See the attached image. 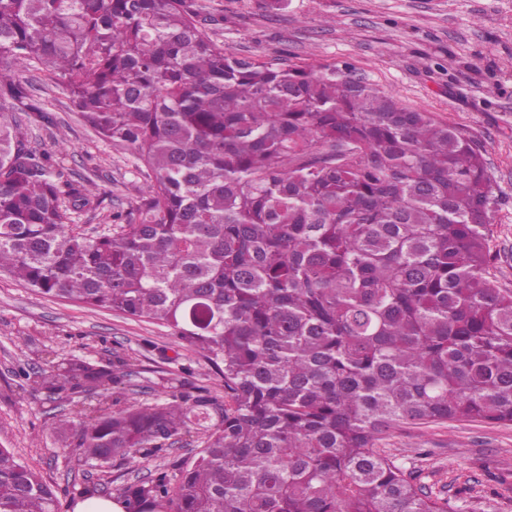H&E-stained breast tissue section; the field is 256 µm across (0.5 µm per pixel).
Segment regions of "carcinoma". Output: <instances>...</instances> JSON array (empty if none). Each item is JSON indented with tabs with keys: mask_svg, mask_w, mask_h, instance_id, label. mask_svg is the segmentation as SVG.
I'll return each mask as SVG.
<instances>
[{
	"mask_svg": "<svg viewBox=\"0 0 512 512\" xmlns=\"http://www.w3.org/2000/svg\"><path fill=\"white\" fill-rule=\"evenodd\" d=\"M35 66L84 125L149 171L136 207L87 237L98 195L28 146L49 119ZM495 188L479 145L349 65L242 58L187 0H0V272L33 292L173 331L224 395L170 378L114 410L126 362L21 369L35 392L103 398L55 429L77 466L205 445L112 493L126 512H448L378 435L398 423L512 422V292L487 276ZM0 512H58L0 448Z\"/></svg>",
	"mask_w": 512,
	"mask_h": 512,
	"instance_id": "1",
	"label": "carcinoma"
}]
</instances>
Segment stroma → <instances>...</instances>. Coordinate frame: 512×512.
Wrapping results in <instances>:
<instances>
[{
  "label": "stroma",
  "mask_w": 512,
  "mask_h": 512,
  "mask_svg": "<svg viewBox=\"0 0 512 512\" xmlns=\"http://www.w3.org/2000/svg\"><path fill=\"white\" fill-rule=\"evenodd\" d=\"M200 18L218 19L212 36L237 56L270 61L352 64L403 106L431 113L473 138L496 187L490 276L512 291V0H191ZM36 97L51 100L49 120H21L27 142L53 151L64 179L92 177L105 194L75 224L95 236L116 210L135 206L150 182L130 153L113 149L80 121L70 100L29 70ZM121 356L132 374L121 405H148L167 392L163 373L185 389L223 394L221 375L175 343L169 330L120 314L34 294L0 273V447L10 449L59 491L60 512H73L85 475L116 487L148 477L157 465L187 460L204 446L191 430L158 460L135 468L87 471L61 454L59 415L92 416L99 399L49 403L20 388L23 363L73 356ZM378 448L423 494L447 501L448 512H512V422L432 421L384 430Z\"/></svg>",
  "instance_id": "1"
}]
</instances>
